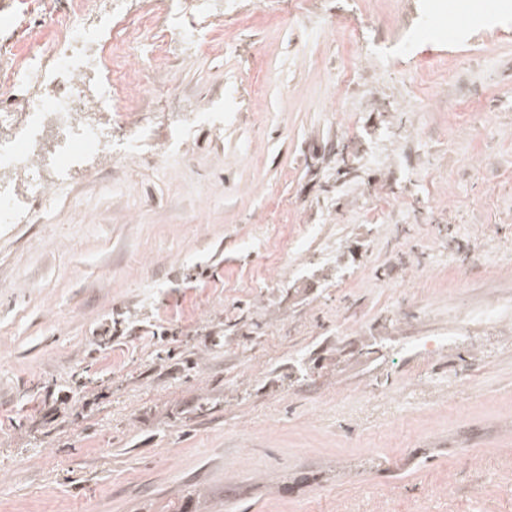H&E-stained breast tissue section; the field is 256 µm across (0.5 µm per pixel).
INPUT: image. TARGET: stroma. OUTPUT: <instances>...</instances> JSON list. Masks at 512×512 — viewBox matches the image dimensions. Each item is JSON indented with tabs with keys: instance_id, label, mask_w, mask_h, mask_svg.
Instances as JSON below:
<instances>
[{
	"instance_id": "1",
	"label": "stroma",
	"mask_w": 512,
	"mask_h": 512,
	"mask_svg": "<svg viewBox=\"0 0 512 512\" xmlns=\"http://www.w3.org/2000/svg\"><path fill=\"white\" fill-rule=\"evenodd\" d=\"M477 1L215 0L131 85L151 154L0 224V512H512V0Z\"/></svg>"
}]
</instances>
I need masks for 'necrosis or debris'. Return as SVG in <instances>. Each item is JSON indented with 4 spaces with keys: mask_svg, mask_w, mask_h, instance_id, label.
Listing matches in <instances>:
<instances>
[{
    "mask_svg": "<svg viewBox=\"0 0 512 512\" xmlns=\"http://www.w3.org/2000/svg\"><path fill=\"white\" fill-rule=\"evenodd\" d=\"M210 0H149L135 25L116 42L105 38L120 7L91 25L96 0H80L76 16H45L38 32L0 60V99L23 102L21 117L0 110V224L39 217L37 206L56 182L89 156L111 153L101 113L128 117L134 142L147 141L156 117L135 113L125 63L142 58L143 46L167 56L173 42L193 51L206 45L198 18Z\"/></svg>",
    "mask_w": 512,
    "mask_h": 512,
    "instance_id": "1",
    "label": "necrosis or debris"
}]
</instances>
